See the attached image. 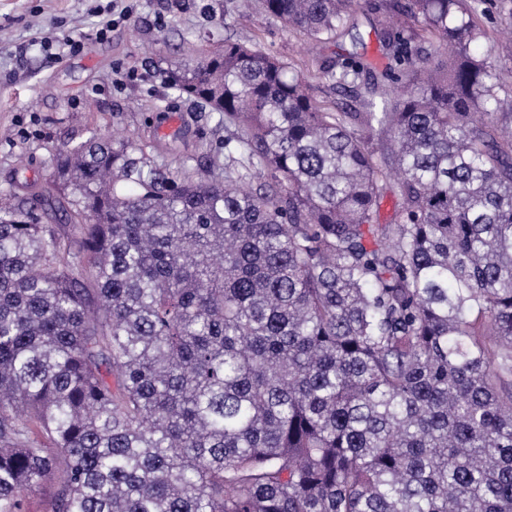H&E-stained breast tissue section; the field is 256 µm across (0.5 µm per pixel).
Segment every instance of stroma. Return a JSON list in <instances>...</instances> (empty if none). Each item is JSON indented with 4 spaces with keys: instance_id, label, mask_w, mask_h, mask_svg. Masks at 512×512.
<instances>
[{
    "instance_id": "obj_1",
    "label": "stroma",
    "mask_w": 512,
    "mask_h": 512,
    "mask_svg": "<svg viewBox=\"0 0 512 512\" xmlns=\"http://www.w3.org/2000/svg\"><path fill=\"white\" fill-rule=\"evenodd\" d=\"M381 0H361L353 16L369 67L362 90L382 91L386 61L375 30ZM130 16L114 18L106 37H97L111 0H0V193L16 191L41 223L53 226L78 247L63 193L51 178L56 150L90 132L117 129L151 139L152 160L160 167L207 170L224 177V145L237 134L219 114L197 112L162 79L170 64L230 39L288 62L310 86L315 100L330 110L350 104L347 91L322 77L342 36L320 50L307 49L302 32L285 26L240 0H129ZM492 39L498 81L512 90V43L497 36L512 22V0H482L477 15ZM82 41L76 53L44 47L43 37Z\"/></svg>"
}]
</instances>
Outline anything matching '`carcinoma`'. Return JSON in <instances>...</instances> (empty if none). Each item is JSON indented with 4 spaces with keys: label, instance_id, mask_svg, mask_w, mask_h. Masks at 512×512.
<instances>
[{
    "label": "carcinoma",
    "instance_id": "carcinoma-1",
    "mask_svg": "<svg viewBox=\"0 0 512 512\" xmlns=\"http://www.w3.org/2000/svg\"><path fill=\"white\" fill-rule=\"evenodd\" d=\"M477 2L378 5L405 82L349 111L231 40L166 69L237 127L224 181L66 144L78 252L0 203V512L55 476L52 512H512V92ZM358 5L260 0L318 44Z\"/></svg>",
    "mask_w": 512,
    "mask_h": 512
}]
</instances>
